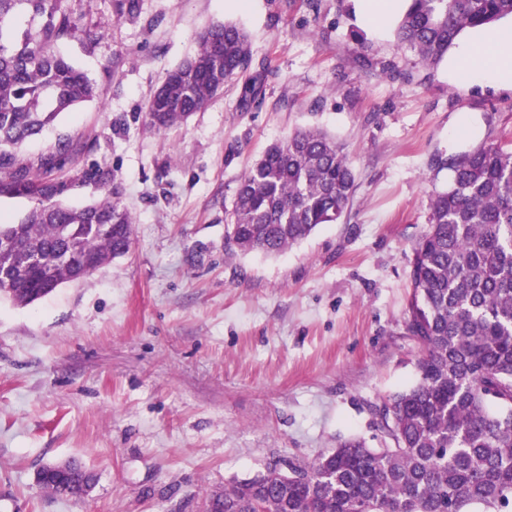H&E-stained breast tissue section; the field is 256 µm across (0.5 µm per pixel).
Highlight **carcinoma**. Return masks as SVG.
<instances>
[{
    "instance_id": "cac0c4a2",
    "label": "carcinoma",
    "mask_w": 512,
    "mask_h": 512,
    "mask_svg": "<svg viewBox=\"0 0 512 512\" xmlns=\"http://www.w3.org/2000/svg\"><path fill=\"white\" fill-rule=\"evenodd\" d=\"M24 6L40 27L7 26ZM512 16V0H410L397 40L438 65L466 28L492 30ZM89 36L59 0H0V195L34 206L0 224V293L26 306L88 276L129 251L133 217L123 189L68 208L51 178L68 149L26 160L22 145L62 112L96 97L84 72L58 42ZM246 33L231 23L208 27L199 50L169 70L149 103L152 128L185 123L247 73ZM448 188L430 198L428 230L413 244L407 329L421 346L416 383L383 409L391 448L358 440L332 453L277 465L211 494L206 512H502L512 505V149L480 147L448 164ZM355 178L345 147L327 133L296 131L273 143L240 179L227 246L278 256L346 212ZM86 467L65 484L42 488L79 497Z\"/></svg>"
}]
</instances>
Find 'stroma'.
Wrapping results in <instances>:
<instances>
[{
    "label": "stroma",
    "mask_w": 512,
    "mask_h": 512,
    "mask_svg": "<svg viewBox=\"0 0 512 512\" xmlns=\"http://www.w3.org/2000/svg\"><path fill=\"white\" fill-rule=\"evenodd\" d=\"M100 36L58 48L97 86L29 141L28 159L78 150L59 200L84 206L110 170L134 218L130 251L27 306L0 295V512H204L224 485L341 442L391 446L381 408L417 380L407 331L413 243L442 160L512 144V88L428 69L398 47L406 8L375 26L363 0H61ZM249 36L262 96L232 80L187 123L157 131L149 101L207 27ZM299 129L345 143L356 188L345 217L276 258L229 253L226 214L266 147ZM77 459L78 500L37 482Z\"/></svg>",
    "instance_id": "35a3bbf8"
}]
</instances>
